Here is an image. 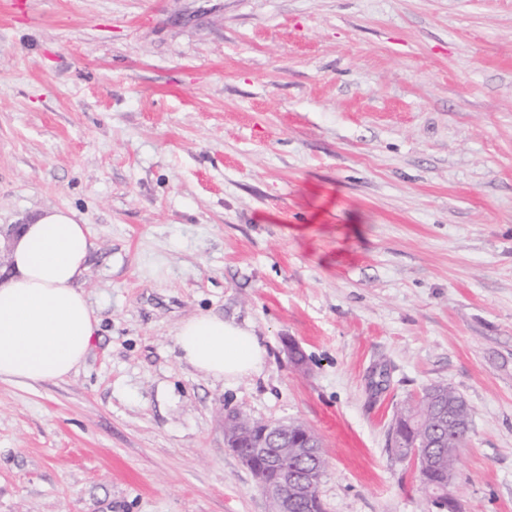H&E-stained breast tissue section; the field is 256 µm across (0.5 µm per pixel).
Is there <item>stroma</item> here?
<instances>
[{
	"instance_id": "stroma-1",
	"label": "stroma",
	"mask_w": 512,
	"mask_h": 512,
	"mask_svg": "<svg viewBox=\"0 0 512 512\" xmlns=\"http://www.w3.org/2000/svg\"><path fill=\"white\" fill-rule=\"evenodd\" d=\"M47 207L100 332L0 382V512H270L228 411L318 433L325 512H439L388 450L438 384L451 495L512 512V0H0V228ZM201 312L262 368L186 364ZM182 359L207 377L234 380L259 370L266 350L248 325L212 313L196 314L175 331Z\"/></svg>"
}]
</instances>
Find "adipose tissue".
<instances>
[{"mask_svg":"<svg viewBox=\"0 0 512 512\" xmlns=\"http://www.w3.org/2000/svg\"><path fill=\"white\" fill-rule=\"evenodd\" d=\"M92 249L89 230L73 211L42 209L13 243L10 277L0 280V382L65 379L85 361L98 329L83 282ZM182 359L215 379L259 370L266 350L253 330L212 313L175 331Z\"/></svg>","mask_w":512,"mask_h":512,"instance_id":"1","label":"adipose tissue"}]
</instances>
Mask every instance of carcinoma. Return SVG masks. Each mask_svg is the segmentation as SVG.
Segmentation results:
<instances>
[{"instance_id":"obj_1","label":"carcinoma","mask_w":512,"mask_h":512,"mask_svg":"<svg viewBox=\"0 0 512 512\" xmlns=\"http://www.w3.org/2000/svg\"><path fill=\"white\" fill-rule=\"evenodd\" d=\"M391 426L389 447L397 458L413 448L422 449L426 462L417 467L418 479L434 503L447 512H459L456 501L448 493V473L454 472L457 452L464 447L471 428L470 410L454 390L435 385L416 403L396 416ZM288 448V469L302 473L306 470L324 472L326 459L311 458L310 449L296 447L294 439L278 443ZM241 459L251 469L259 487H285L293 501L292 512H324L318 496L319 481H314L308 494H293L292 477L282 467L269 466L250 454L249 444L242 442Z\"/></svg>"}]
</instances>
